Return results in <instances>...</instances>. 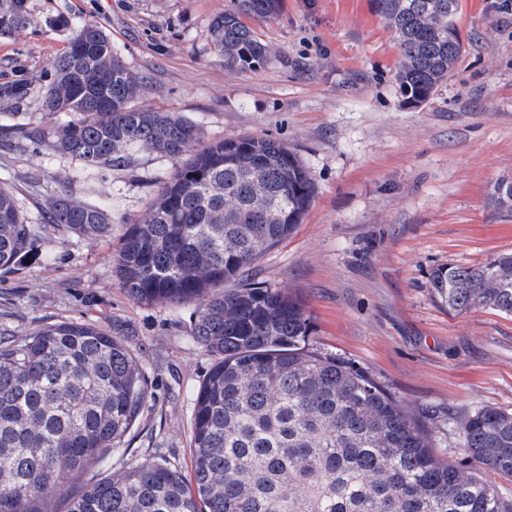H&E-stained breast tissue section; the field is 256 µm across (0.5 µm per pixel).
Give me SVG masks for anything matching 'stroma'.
Here are the masks:
<instances>
[{
  "mask_svg": "<svg viewBox=\"0 0 512 512\" xmlns=\"http://www.w3.org/2000/svg\"><path fill=\"white\" fill-rule=\"evenodd\" d=\"M230 0H29L37 19H94L145 88L137 108L181 113L205 140L272 137L308 167L315 195L296 234L252 266L254 282L301 297L314 348L365 371L432 429L435 452L464 460L458 420L478 408L512 410V318L456 314L432 299L440 266L512 250V220L487 195L512 179V7L460 0L464 50L425 103H403L399 51L371 0H282L255 23L271 53L229 70L210 44L212 18ZM68 31L0 37V84L32 90L0 114V137L41 122L40 88ZM174 161L136 154L125 167L86 168L55 153L1 151L0 185L37 217L62 183L112 213L108 238L46 237L47 264L0 273V322L17 333L39 323H130L155 402L129 442V459L159 448L190 466L192 397L211 358L187 335L189 312L130 300L112 273L127 221L146 210Z\"/></svg>",
  "mask_w": 512,
  "mask_h": 512,
  "instance_id": "stroma-1",
  "label": "stroma"
}]
</instances>
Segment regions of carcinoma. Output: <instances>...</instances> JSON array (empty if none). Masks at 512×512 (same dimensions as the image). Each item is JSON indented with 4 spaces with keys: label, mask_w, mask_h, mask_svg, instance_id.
Here are the masks:
<instances>
[{
    "label": "carcinoma",
    "mask_w": 512,
    "mask_h": 512,
    "mask_svg": "<svg viewBox=\"0 0 512 512\" xmlns=\"http://www.w3.org/2000/svg\"><path fill=\"white\" fill-rule=\"evenodd\" d=\"M281 0H234L210 23L214 51L232 70L262 65L269 47L246 20L269 22ZM400 51L395 73L406 103L431 98L462 51L459 0H372ZM45 25L28 0H0V35ZM143 78L130 73L96 21L71 29L41 87V110L76 118L22 129L24 147L51 143L86 167L126 166L135 151L176 168L112 253L120 288L144 305L191 307L188 336L212 364L192 399L191 468L155 452L122 469L128 438L153 399V382L127 337L82 320L41 324L23 335L0 326V512H512V499L483 479L512 478V411L483 407L459 422L468 459L432 452L431 429L353 364L312 347L301 300L248 281L249 269L302 223L315 194L305 164L272 138L204 141L176 112L137 109ZM31 83L0 86L26 98ZM489 205L512 216V180ZM37 222L0 186V271L42 259L61 234L108 237L107 208L66 186ZM239 282L227 288L229 282ZM432 297L457 314L512 316V253L437 268Z\"/></svg>",
    "instance_id": "carcinoma-1"
}]
</instances>
